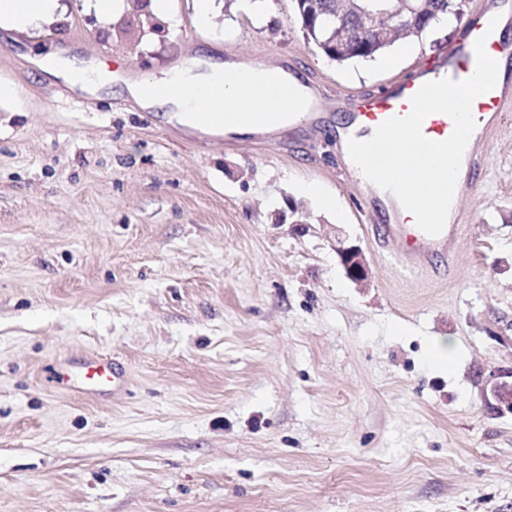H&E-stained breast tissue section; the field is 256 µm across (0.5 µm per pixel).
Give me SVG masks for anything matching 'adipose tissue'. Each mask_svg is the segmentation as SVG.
<instances>
[{"label": "adipose tissue", "mask_w": 512, "mask_h": 512, "mask_svg": "<svg viewBox=\"0 0 512 512\" xmlns=\"http://www.w3.org/2000/svg\"><path fill=\"white\" fill-rule=\"evenodd\" d=\"M64 12L60 0H0V31L24 32L40 21L56 19ZM44 69L69 83L72 88L95 94L104 87L97 60L63 56L61 50L41 55ZM287 72L261 70L243 61H223L203 51L189 63L174 67L162 78L122 80L121 88L140 107L164 114L168 122L215 134L249 133L247 123L205 122L211 112H271L277 110L275 86L286 80Z\"/></svg>", "instance_id": "ef3b65f1"}]
</instances>
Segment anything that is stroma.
I'll return each instance as SVG.
<instances>
[{"instance_id": "35a3bbf8", "label": "stroma", "mask_w": 512, "mask_h": 512, "mask_svg": "<svg viewBox=\"0 0 512 512\" xmlns=\"http://www.w3.org/2000/svg\"><path fill=\"white\" fill-rule=\"evenodd\" d=\"M0 37V512H512V415L484 400L512 368V113L488 138L456 273L400 275L337 173L349 99L442 54L464 20L339 66L292 0H171L160 34L101 45L89 0ZM316 86L317 130L260 140L168 123L44 74L74 48L134 80L203 47ZM335 200V208L320 199ZM306 224L305 232L292 223ZM366 253L348 280L327 232ZM437 342L452 370L432 365ZM115 358L126 384L55 374Z\"/></svg>"}]
</instances>
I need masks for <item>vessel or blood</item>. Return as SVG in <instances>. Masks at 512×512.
Listing matches in <instances>:
<instances>
[{"instance_id":"vessel-or-blood-1","label":"vessel or blood","mask_w":512,"mask_h":512,"mask_svg":"<svg viewBox=\"0 0 512 512\" xmlns=\"http://www.w3.org/2000/svg\"><path fill=\"white\" fill-rule=\"evenodd\" d=\"M504 10L512 14V0H485L481 12L469 22L460 43L450 46L444 54L406 75L392 86L363 95L352 102L350 127L336 136V149L340 156H347L349 139L373 134L375 129L389 118L407 115L411 110V97L423 84L444 78L455 81L469 78L476 66V41H483L485 51L491 58L512 62V44L488 30L491 18ZM275 93L289 114L306 121L315 120V100L300 99L297 89L286 83L279 85ZM511 108L512 79L505 76L498 78L492 90L474 100L472 113L477 126L462 158L465 166H473L479 160L486 136L505 120L507 111ZM453 129L452 119L442 113L429 115L422 123L423 135L433 141L447 139ZM345 179L365 200L376 206L382 231V245L386 254L394 259L402 270L419 275L427 273L432 270L435 257L442 256L448 260L449 271H456L462 224L450 221L439 235H427L417 226L414 216L402 208L394 195L381 192L379 187L364 177L354 163H347ZM122 383V369L116 360L91 357L83 362L76 386L87 392H113L118 390Z\"/></svg>"}]
</instances>
